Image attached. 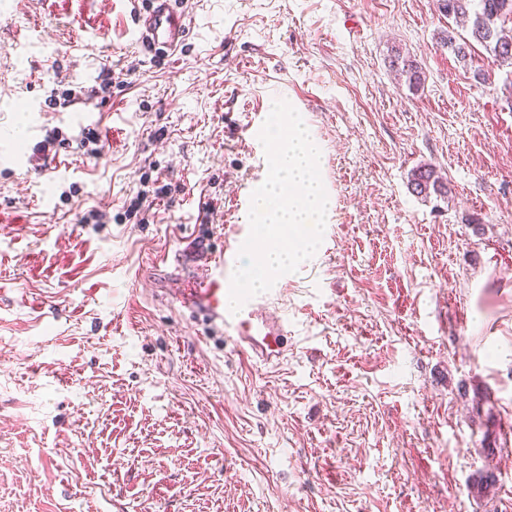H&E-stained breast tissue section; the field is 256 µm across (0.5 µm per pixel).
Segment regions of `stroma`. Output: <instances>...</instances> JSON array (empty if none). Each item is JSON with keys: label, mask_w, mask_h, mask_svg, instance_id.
Returning <instances> with one entry per match:
<instances>
[{"label": "stroma", "mask_w": 512, "mask_h": 512, "mask_svg": "<svg viewBox=\"0 0 512 512\" xmlns=\"http://www.w3.org/2000/svg\"><path fill=\"white\" fill-rule=\"evenodd\" d=\"M186 8L158 60L116 48L109 0H0V512L512 507V68L438 45L437 0ZM106 65L126 75L98 154L46 143L80 133L47 90ZM277 99L320 149L328 210L276 283L288 343L267 365L170 290L195 275L186 240L217 258L247 223L268 173L248 128ZM428 165L448 198L412 191ZM394 54L390 60V67L397 76L405 77L409 87L419 90L423 84L421 68L410 56L403 54L400 48L394 47Z\"/></svg>", "instance_id": "obj_1"}]
</instances>
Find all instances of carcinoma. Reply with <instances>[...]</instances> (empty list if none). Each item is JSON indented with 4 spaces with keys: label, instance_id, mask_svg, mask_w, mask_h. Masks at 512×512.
I'll return each instance as SVG.
<instances>
[{
    "label": "carcinoma",
    "instance_id": "carcinoma-1",
    "mask_svg": "<svg viewBox=\"0 0 512 512\" xmlns=\"http://www.w3.org/2000/svg\"><path fill=\"white\" fill-rule=\"evenodd\" d=\"M441 13L455 21L469 23L470 38L453 27L437 33V43L451 51L460 62L471 55L473 43L484 47L500 66H512V37L505 33L504 23L512 19V0H438ZM390 67L409 87L419 90L423 84L421 68L400 49H394ZM411 189L419 196H448L447 181L432 167L420 166L411 173Z\"/></svg>",
    "mask_w": 512,
    "mask_h": 512
}]
</instances>
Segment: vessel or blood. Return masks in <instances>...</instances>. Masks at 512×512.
Returning a JSON list of instances; mask_svg holds the SVG:
<instances>
[{
    "instance_id": "1",
    "label": "vessel or blood",
    "mask_w": 512,
    "mask_h": 512,
    "mask_svg": "<svg viewBox=\"0 0 512 512\" xmlns=\"http://www.w3.org/2000/svg\"><path fill=\"white\" fill-rule=\"evenodd\" d=\"M113 7L129 15L124 33L125 45L147 56L170 55L183 44L191 27L189 14L176 0H112ZM246 227L232 224L224 229V249L213 271L179 288L180 305L220 325L234 348L247 359L264 364L285 356L284 341L288 322L276 311L269 297L249 299L238 312H231L230 270L237 263Z\"/></svg>"
}]
</instances>
